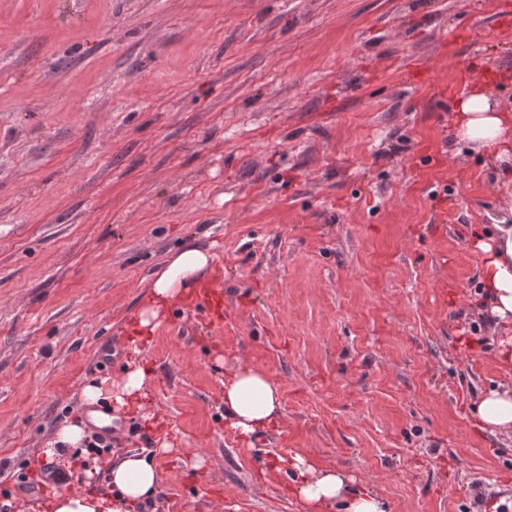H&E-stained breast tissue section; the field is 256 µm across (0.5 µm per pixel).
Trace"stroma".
<instances>
[{"mask_svg": "<svg viewBox=\"0 0 512 512\" xmlns=\"http://www.w3.org/2000/svg\"><path fill=\"white\" fill-rule=\"evenodd\" d=\"M485 76L512 112V0H0V505L38 512L60 469L100 488L127 453L161 474L135 512H307L295 454L389 512L512 502V434L470 413L512 381L473 237L512 224V162L452 132ZM189 241L221 307L132 344ZM142 360L157 424L114 404L124 444L46 459L82 387ZM245 366L283 394L249 442L224 416Z\"/></svg>", "mask_w": 512, "mask_h": 512, "instance_id": "stroma-1", "label": "stroma"}]
</instances>
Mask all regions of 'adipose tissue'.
<instances>
[{"label":"adipose tissue","instance_id":"ef3b65f1","mask_svg":"<svg viewBox=\"0 0 512 512\" xmlns=\"http://www.w3.org/2000/svg\"><path fill=\"white\" fill-rule=\"evenodd\" d=\"M453 134L457 141L491 160L502 162L512 157V113L499 106L488 86H477L456 101ZM476 246L483 254L480 286L493 319L492 331L510 335L512 224H496L490 231L479 233ZM213 265V253L192 241L170 255L147 285V303L134 322L137 339L153 333L166 311L184 300ZM152 379L151 368L139 364L120 378L86 384L82 398L93 403L105 397L119 407L140 410ZM282 409L279 385L259 369H239L224 385V414L242 436L274 427ZM472 414L490 430L512 433V385L489 390L473 405ZM288 467L293 474L289 492L303 501L309 512H323L331 505L337 512H387L382 497L342 471L323 468L299 454L289 458ZM159 485L160 473L152 459L127 454L110 467L104 491L54 493L45 501L43 512H132L153 498Z\"/></svg>","mask_w":512,"mask_h":512}]
</instances>
